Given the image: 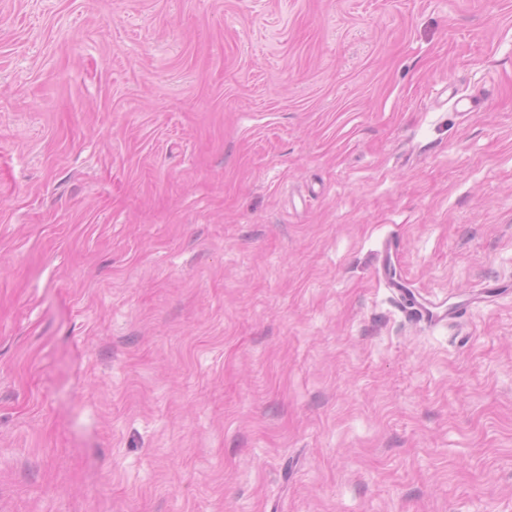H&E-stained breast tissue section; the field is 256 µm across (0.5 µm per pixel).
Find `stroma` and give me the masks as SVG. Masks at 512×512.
Masks as SVG:
<instances>
[{
	"label": "stroma",
	"mask_w": 512,
	"mask_h": 512,
	"mask_svg": "<svg viewBox=\"0 0 512 512\" xmlns=\"http://www.w3.org/2000/svg\"><path fill=\"white\" fill-rule=\"evenodd\" d=\"M509 284L512 0H0V512H512ZM393 286L397 291V297L414 319L426 324L437 323L445 319V316L435 308L419 303L412 288H406L400 282H394Z\"/></svg>",
	"instance_id": "stroma-1"
}]
</instances>
